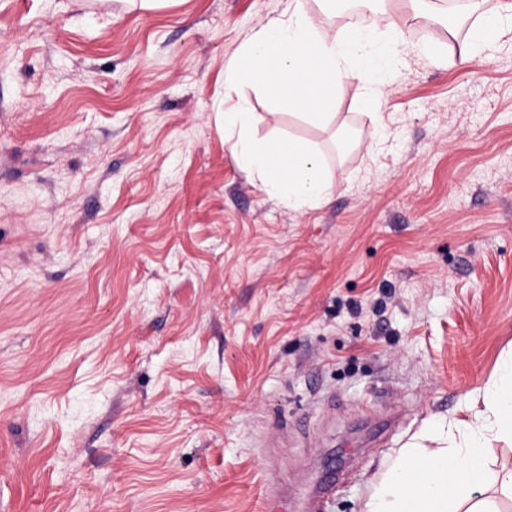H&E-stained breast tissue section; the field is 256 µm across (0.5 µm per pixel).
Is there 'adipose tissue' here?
Returning a JSON list of instances; mask_svg holds the SVG:
<instances>
[{"label":"adipose tissue","mask_w":512,"mask_h":512,"mask_svg":"<svg viewBox=\"0 0 512 512\" xmlns=\"http://www.w3.org/2000/svg\"><path fill=\"white\" fill-rule=\"evenodd\" d=\"M316 2L314 14L304 0H289L287 18L270 19L252 32L227 75L237 83L260 85L278 102L301 110L307 122L326 126L338 89L350 81L368 85L378 80L394 48L375 25L337 29L333 0ZM484 2L471 0L480 17L470 39L458 45L461 62L512 29V0L490 10ZM254 121L245 109L224 116L225 127L238 132L232 150L240 164L291 209L327 204L332 184L323 156L298 139H255L249 134ZM480 399L481 408L457 431L447 432L443 447L410 448L394 458L361 512H495L493 502L482 496L488 480L486 447L493 440L512 442V360L504 362Z\"/></svg>","instance_id":"1"}]
</instances>
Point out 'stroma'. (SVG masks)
<instances>
[{"mask_svg": "<svg viewBox=\"0 0 512 512\" xmlns=\"http://www.w3.org/2000/svg\"><path fill=\"white\" fill-rule=\"evenodd\" d=\"M286 6L0 0V512H361L512 352V33L464 66L476 15L398 0L338 147L227 78ZM242 107L327 205L243 169ZM255 121L253 112L224 115V129L238 128L232 150L240 164L254 173L261 187L288 208L301 211L323 206L330 201L331 181L325 174L323 156L308 143L287 139L258 140L250 136Z\"/></svg>", "mask_w": 512, "mask_h": 512, "instance_id": "stroma-1", "label": "stroma"}]
</instances>
